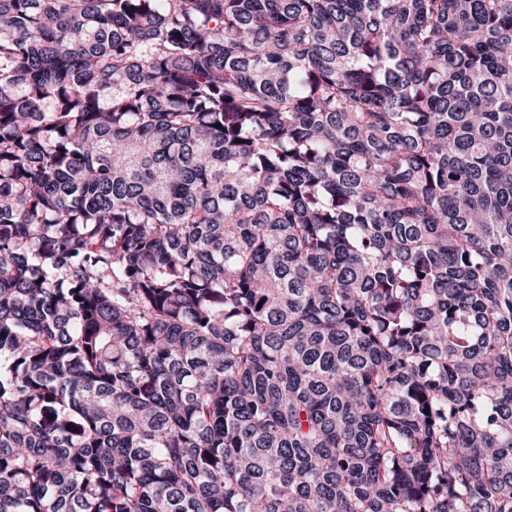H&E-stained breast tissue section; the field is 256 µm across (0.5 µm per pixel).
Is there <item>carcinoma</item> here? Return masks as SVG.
Instances as JSON below:
<instances>
[{
    "label": "carcinoma",
    "mask_w": 512,
    "mask_h": 512,
    "mask_svg": "<svg viewBox=\"0 0 512 512\" xmlns=\"http://www.w3.org/2000/svg\"><path fill=\"white\" fill-rule=\"evenodd\" d=\"M0 512H512V0H0Z\"/></svg>",
    "instance_id": "cac0c4a2"
}]
</instances>
